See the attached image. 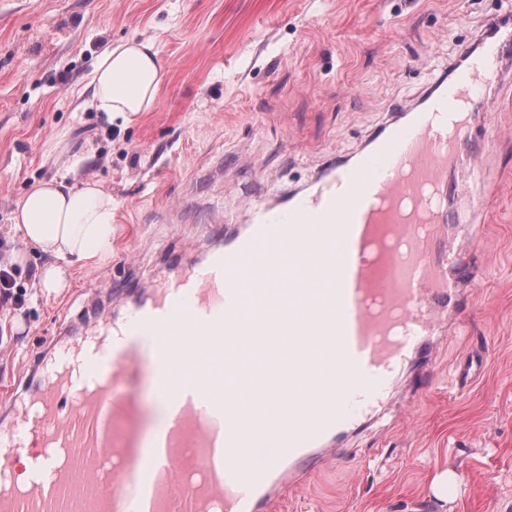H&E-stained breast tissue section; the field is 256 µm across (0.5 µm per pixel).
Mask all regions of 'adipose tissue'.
I'll list each match as a JSON object with an SVG mask.
<instances>
[{"instance_id": "ef3b65f1", "label": "adipose tissue", "mask_w": 512, "mask_h": 512, "mask_svg": "<svg viewBox=\"0 0 512 512\" xmlns=\"http://www.w3.org/2000/svg\"><path fill=\"white\" fill-rule=\"evenodd\" d=\"M164 77L150 41L110 45L93 65L87 84L89 104L109 118L131 120L154 107ZM89 158L86 152L70 155L64 170L36 184L14 212V227L27 248H35L45 258L38 286L48 295L67 287L71 265L96 264L112 247L111 195L95 181L68 182Z\"/></svg>"}]
</instances>
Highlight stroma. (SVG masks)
Returning <instances> with one entry per match:
<instances>
[{
    "label": "stroma",
    "instance_id": "obj_1",
    "mask_svg": "<svg viewBox=\"0 0 512 512\" xmlns=\"http://www.w3.org/2000/svg\"><path fill=\"white\" fill-rule=\"evenodd\" d=\"M505 12L512 0H0V237L19 241L17 204L82 150L79 178L111 195L114 224L111 255L74 265L61 294L40 292L39 252L16 267L24 303L0 310V404L62 331L122 314L143 281L241 231L251 203L278 204L355 156ZM130 39L154 42L166 77L150 111L113 122L85 106L87 75L108 44ZM492 121L500 137L475 157L492 196L447 202L483 280L437 345L432 385L281 512L512 506V65ZM478 341L488 357L459 391L456 367ZM442 468L458 477L445 501L431 491Z\"/></svg>",
    "mask_w": 512,
    "mask_h": 512
}]
</instances>
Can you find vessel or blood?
Instances as JSON below:
<instances>
[{"label": "vessel or blood", "mask_w": 512, "mask_h": 512, "mask_svg": "<svg viewBox=\"0 0 512 512\" xmlns=\"http://www.w3.org/2000/svg\"><path fill=\"white\" fill-rule=\"evenodd\" d=\"M511 47L507 37L483 39L354 161L280 207L255 204L246 231L206 263L145 282L147 299L121 320L96 316L86 336L57 345L38 387L0 415V512H203L209 502L222 512H277L386 409L398 367L419 360L417 385L426 387L433 337L480 278L466 227L445 214L448 194L473 177L448 174L462 164L476 118L494 109L490 90ZM284 250L295 266L283 279ZM252 288L278 313L311 309L316 318L286 331L295 372L318 386V398L286 393L288 416L269 418L264 443L241 390L224 382L225 358L244 355L237 326ZM188 334L201 337L205 367L173 389L161 452H136L130 342L152 341L163 379L170 345ZM58 448L69 465H58ZM22 453L29 472L18 484Z\"/></svg>", "instance_id": "vessel-or-blood-1"}]
</instances>
